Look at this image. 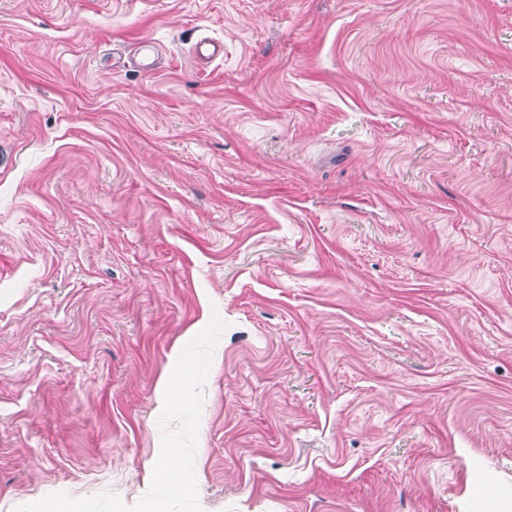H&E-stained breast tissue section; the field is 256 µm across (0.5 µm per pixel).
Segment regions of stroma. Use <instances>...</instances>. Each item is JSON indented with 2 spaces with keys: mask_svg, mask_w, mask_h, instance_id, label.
<instances>
[{
  "mask_svg": "<svg viewBox=\"0 0 512 512\" xmlns=\"http://www.w3.org/2000/svg\"><path fill=\"white\" fill-rule=\"evenodd\" d=\"M510 497L512 0H0V512ZM178 467L176 453L172 450L162 456L157 468L159 477L169 483L174 491H180L181 489V485L177 482Z\"/></svg>",
  "mask_w": 512,
  "mask_h": 512,
  "instance_id": "35a3bbf8",
  "label": "stroma"
}]
</instances>
